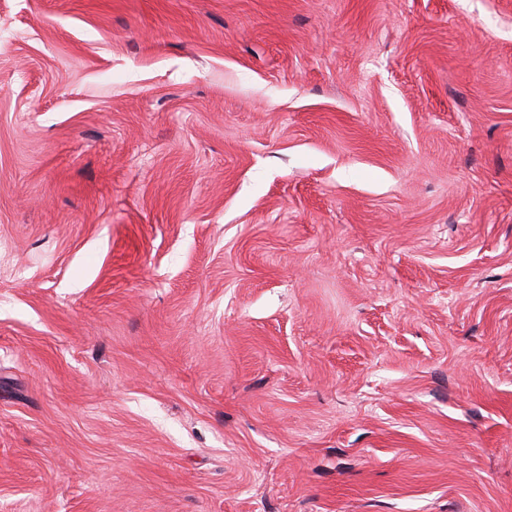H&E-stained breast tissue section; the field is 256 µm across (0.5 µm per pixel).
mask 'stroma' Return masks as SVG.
<instances>
[{
  "instance_id": "stroma-1",
  "label": "stroma",
  "mask_w": 512,
  "mask_h": 512,
  "mask_svg": "<svg viewBox=\"0 0 512 512\" xmlns=\"http://www.w3.org/2000/svg\"><path fill=\"white\" fill-rule=\"evenodd\" d=\"M0 512H512V0H0Z\"/></svg>"
}]
</instances>
